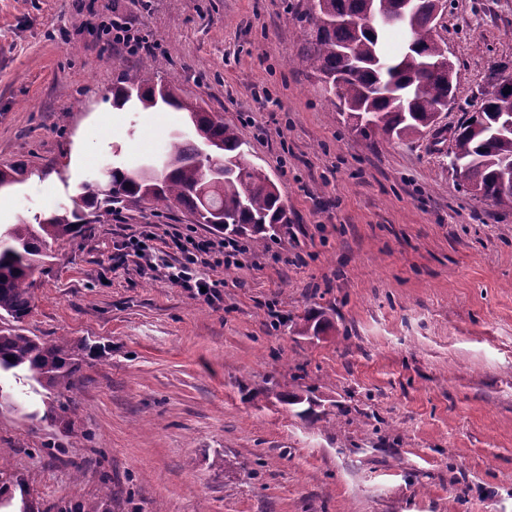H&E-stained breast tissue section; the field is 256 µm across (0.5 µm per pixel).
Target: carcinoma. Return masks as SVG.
Segmentation results:
<instances>
[{"mask_svg": "<svg viewBox=\"0 0 512 512\" xmlns=\"http://www.w3.org/2000/svg\"><path fill=\"white\" fill-rule=\"evenodd\" d=\"M426 2L416 7L406 0H317L318 14L327 23H315L300 62L333 87L342 78L340 115L365 136L373 130L399 140L423 136L452 92L453 75L433 73L445 42L435 38L437 28ZM398 15L396 26L409 41L393 55L384 50L381 36L389 28L385 20ZM351 17L373 22L354 28L347 23ZM350 46L356 52L353 59L343 53ZM510 87L511 77L500 79L482 99V115L465 118L453 131L449 165L457 179L481 191L479 198L511 209L512 129L503 124L512 117V93H505ZM129 104L187 113L194 138H172L159 174L114 166L106 172L105 186L82 185L81 204L60 207L33 224L0 230V372L24 369L59 396L75 383L79 353L91 354L96 347L86 342L48 344L24 333L23 322L33 308L34 273L50 257L51 243L79 236L87 224H109L124 204L145 200H172L197 224L210 223L217 210L222 223L212 228L219 231L237 232L248 225L260 234L288 223L278 187L261 167L244 160L237 131L182 87L154 80L144 60L112 86V107L122 110ZM27 175L24 161L0 167V189ZM15 488L22 494V512H110L103 502L86 506L60 501L43 509L29 501L24 476L0 469V502L13 497Z\"/></svg>", "mask_w": 512, "mask_h": 512, "instance_id": "obj_1", "label": "carcinoma"}]
</instances>
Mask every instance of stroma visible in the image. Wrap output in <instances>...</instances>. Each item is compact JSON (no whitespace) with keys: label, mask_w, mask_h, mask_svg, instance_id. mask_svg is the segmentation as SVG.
I'll list each match as a JSON object with an SVG mask.
<instances>
[{"label":"stroma","mask_w":512,"mask_h":512,"mask_svg":"<svg viewBox=\"0 0 512 512\" xmlns=\"http://www.w3.org/2000/svg\"><path fill=\"white\" fill-rule=\"evenodd\" d=\"M313 0H0V224L72 206L106 167L158 160L186 113L112 107L138 61L101 37L118 15L155 79L235 127L288 207L213 301L116 264L112 243L192 225L130 205L53 242L27 335L91 340L68 393L0 375V464L33 498L110 512H512V209L474 200L447 141L352 131L298 65ZM457 77L441 128L512 74V0H448ZM55 170L42 176L41 167ZM329 320L300 332L304 314ZM314 399L299 415L289 395ZM56 440L63 449L47 454Z\"/></svg>","instance_id":"35a3bbf8"}]
</instances>
